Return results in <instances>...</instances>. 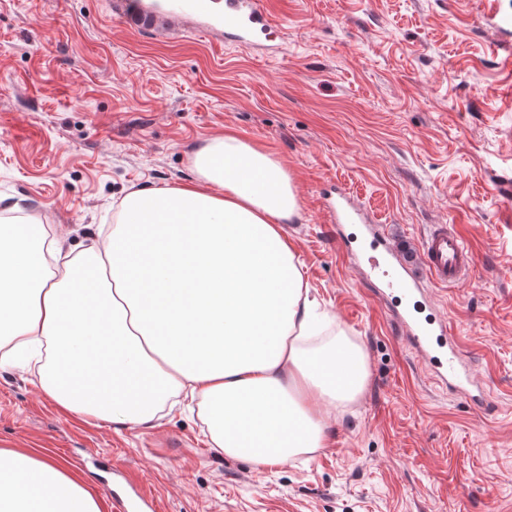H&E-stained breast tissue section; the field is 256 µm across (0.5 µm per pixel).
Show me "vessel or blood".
Here are the masks:
<instances>
[{
  "label": "vessel or blood",
  "mask_w": 512,
  "mask_h": 512,
  "mask_svg": "<svg viewBox=\"0 0 512 512\" xmlns=\"http://www.w3.org/2000/svg\"><path fill=\"white\" fill-rule=\"evenodd\" d=\"M115 12L127 26L168 32L174 20L182 15L196 18L203 24V33H221L235 44L249 47L259 35L270 34L279 23L267 10L263 0H172L170 11H158L152 0H139L128 8L125 0H117ZM330 213L339 224H359L369 252L364 256V270L379 284L383 294L391 297L399 309L395 313L411 336L416 352L425 358L437 383L467 392L469 380L462 349L448 339L445 319L436 315L420 316V299L426 284H454L468 270L470 252L454 228L434 225L422 246V258L429 271L428 279L416 276L383 226L369 223L346 187H337L329 197ZM115 512H161L152 492L136 491L131 498H115Z\"/></svg>",
  "instance_id": "b4317fda"
}]
</instances>
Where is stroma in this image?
<instances>
[{
  "label": "stroma",
  "mask_w": 512,
  "mask_h": 512,
  "mask_svg": "<svg viewBox=\"0 0 512 512\" xmlns=\"http://www.w3.org/2000/svg\"><path fill=\"white\" fill-rule=\"evenodd\" d=\"M113 0H0V209L65 245L117 222L125 191L196 178L230 129L274 152L300 210L284 231L330 322L368 356L327 447L256 468L208 443L198 410L150 426L69 416L36 364H0V448L64 461L102 512L139 480L162 512H512V0H267L281 51L129 29ZM406 248L453 224L468 276L430 301L484 407L448 391L353 269L328 183Z\"/></svg>",
  "instance_id": "stroma-1"
}]
</instances>
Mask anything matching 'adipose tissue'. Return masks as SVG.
I'll return each mask as SVG.
<instances>
[{"instance_id": "ef3b65f1", "label": "adipose tissue", "mask_w": 512, "mask_h": 512, "mask_svg": "<svg viewBox=\"0 0 512 512\" xmlns=\"http://www.w3.org/2000/svg\"><path fill=\"white\" fill-rule=\"evenodd\" d=\"M193 165L190 183L129 192L111 233L69 256L33 220L0 224V355L48 345L40 387L76 416L144 425L199 399L213 447L273 466L325 447L319 411L359 399L367 355L320 337L282 231L299 211L286 166L232 131ZM0 512L102 507L64 462L0 448Z\"/></svg>"}]
</instances>
